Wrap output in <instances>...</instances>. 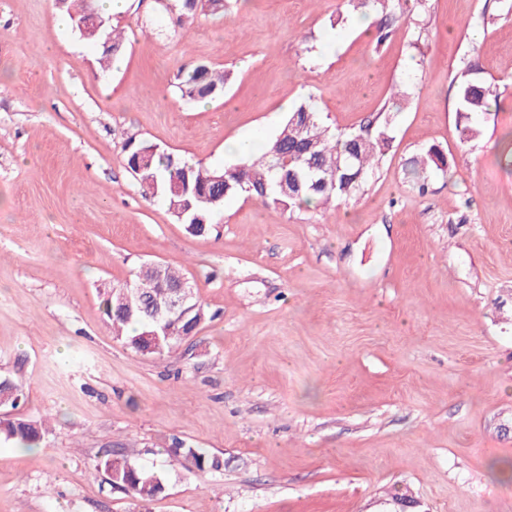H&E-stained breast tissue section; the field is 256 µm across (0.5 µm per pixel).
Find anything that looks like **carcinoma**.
<instances>
[{"instance_id":"obj_1","label":"carcinoma","mask_w":512,"mask_h":512,"mask_svg":"<svg viewBox=\"0 0 512 512\" xmlns=\"http://www.w3.org/2000/svg\"><path fill=\"white\" fill-rule=\"evenodd\" d=\"M351 10L367 16H377L375 42L381 44L389 34L390 14L400 6V0H346ZM169 16L172 31L185 34L204 11L203 0H168L156 4ZM105 36L112 41V53H101V62L118 55L124 38L118 27L108 25ZM473 66L462 72L458 85V129L460 143L465 145L483 134L481 118L491 107L499 106L496 88L483 80L468 77ZM231 73L217 71L198 63L178 76L177 89L187 102H206L224 95ZM391 143L388 126L374 133L364 130L338 133L322 118L313 98L309 97L289 112L288 117L271 138L258 150H252L240 164L229 168H213L201 162H190L170 153L158 151L146 141L128 140L124 144L126 165L147 182L142 190L146 199L164 202L168 211L186 225L194 236H205L214 230L215 219L229 199L243 194L259 199L266 206L283 212L301 208L309 201L322 207L331 202L355 196L373 171L378 156ZM447 160L440 151L431 148L423 156L414 158L411 173L417 179L425 178L436 168L442 170ZM185 281L184 275L171 266L150 262L141 266L132 285H114L102 290L101 305L112 323L116 336L136 352L148 348L143 333L153 329L152 314L166 309L173 287ZM136 288L146 295L141 302L135 296H126L125 290ZM190 304L195 309L187 319L175 326V335L199 330L207 314L197 298ZM24 398L22 386L9 376H0V406L17 408ZM46 427L43 423L13 417L0 418V440L20 448H35ZM174 454H183L196 468L219 470L222 461L196 448H182L174 442ZM94 469L108 476L112 487L121 489L134 501L146 505L164 492L160 476L140 467L127 455L108 451L96 462Z\"/></svg>"}]
</instances>
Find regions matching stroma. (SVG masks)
<instances>
[{
  "mask_svg": "<svg viewBox=\"0 0 512 512\" xmlns=\"http://www.w3.org/2000/svg\"><path fill=\"white\" fill-rule=\"evenodd\" d=\"M344 0H239L170 34L154 0L113 16L119 66L53 22L54 0H0V375L40 447L0 444V512H512V0L405 4L383 45L330 21ZM495 83L484 134L461 144L466 62ZM233 74L182 100L178 74ZM393 142L356 198L284 213L244 196L188 233L142 197L127 140L208 166L271 138L314 97L331 128L374 120L393 86ZM446 171L419 190L410 160ZM162 262L209 314L170 353L117 340L101 289ZM224 461L197 470L173 439ZM123 451L163 477L141 506L92 460ZM230 79L229 71H217L207 64L198 63L178 76L176 87L182 100L206 102L223 97ZM446 166V157L434 148L429 149L425 155L414 158L410 163L411 173L416 179L422 178L423 184L427 177L425 175L428 174L432 168L443 170ZM23 398V388L19 383L10 376H0V405L3 408L16 409Z\"/></svg>",
  "mask_w": 512,
  "mask_h": 512,
  "instance_id": "obj_1",
  "label": "stroma"
}]
</instances>
